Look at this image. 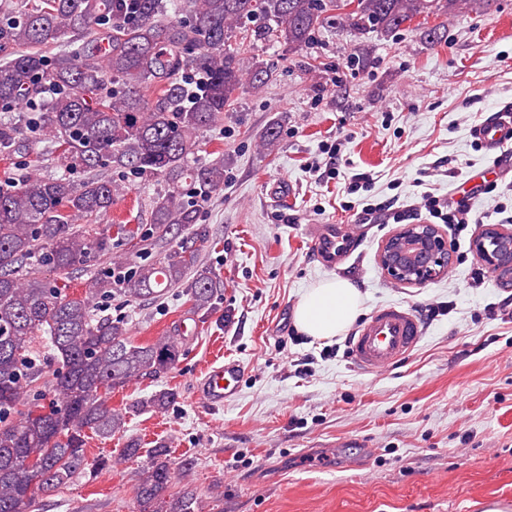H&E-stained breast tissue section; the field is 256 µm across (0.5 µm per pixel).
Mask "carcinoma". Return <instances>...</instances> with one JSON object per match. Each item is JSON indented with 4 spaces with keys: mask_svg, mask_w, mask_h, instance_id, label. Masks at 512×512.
Segmentation results:
<instances>
[{
    "mask_svg": "<svg viewBox=\"0 0 512 512\" xmlns=\"http://www.w3.org/2000/svg\"><path fill=\"white\" fill-rule=\"evenodd\" d=\"M491 0H183L185 20L167 15L165 0H39L19 19L0 23V105L41 92L28 129L47 134L71 167L89 176L34 172L0 188V512H30L40 492L58 489L85 462L86 432L107 439L125 432L112 393L155 378L179 361L182 343L169 334L149 343L130 338L128 322L97 313L95 300L129 303L185 287L191 311L207 322L224 295L223 278L202 266L195 227L199 204L224 190V156L194 161L197 133L224 121L240 90L261 87L264 61L250 52L246 24L294 53L336 19V27L388 36L416 25L432 41L442 24ZM55 50L51 57L46 52ZM202 74L199 89L185 82ZM23 129L0 115V150ZM112 165L161 177L168 192L153 204L152 224L133 243L128 224L94 223L112 209L119 187L100 174ZM192 236L178 239L183 231ZM123 261L92 276L84 294L52 277L85 264L91 254ZM47 337L57 368L35 349ZM33 402H24V392ZM175 398L162 389L134 405L160 412ZM168 449L150 451L138 471L135 512H196L190 493L166 498L173 480Z\"/></svg>",
    "mask_w": 512,
    "mask_h": 512,
    "instance_id": "carcinoma-1",
    "label": "carcinoma"
}]
</instances>
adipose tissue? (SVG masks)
Masks as SVG:
<instances>
[{
    "instance_id": "ef3b65f1",
    "label": "adipose tissue",
    "mask_w": 512,
    "mask_h": 512,
    "mask_svg": "<svg viewBox=\"0 0 512 512\" xmlns=\"http://www.w3.org/2000/svg\"><path fill=\"white\" fill-rule=\"evenodd\" d=\"M360 293L345 279L330 278L309 289L294 311L296 328L316 340L342 333L357 317Z\"/></svg>"
}]
</instances>
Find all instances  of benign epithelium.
<instances>
[{
  "label": "benign epithelium",
  "instance_id": "obj_1",
  "mask_svg": "<svg viewBox=\"0 0 512 512\" xmlns=\"http://www.w3.org/2000/svg\"><path fill=\"white\" fill-rule=\"evenodd\" d=\"M473 245L490 269L512 274V232L487 226L480 229ZM452 260L447 238L435 224L403 225L385 240L379 254L385 276L406 285L434 279Z\"/></svg>",
  "mask_w": 512,
  "mask_h": 512
}]
</instances>
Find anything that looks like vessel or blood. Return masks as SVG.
Here are the masks:
<instances>
[{
  "instance_id": "1",
  "label": "vessel or blood",
  "mask_w": 512,
  "mask_h": 512,
  "mask_svg": "<svg viewBox=\"0 0 512 512\" xmlns=\"http://www.w3.org/2000/svg\"><path fill=\"white\" fill-rule=\"evenodd\" d=\"M487 153L500 158L512 144V113L502 111L474 130ZM314 253L323 265L336 267L353 251L354 230L346 224H319L310 233ZM424 334V326L411 306L387 303L377 306L347 341L355 368L374 373L405 359ZM244 368L233 359L211 366L205 373L199 394L209 405L233 399L240 387Z\"/></svg>"
}]
</instances>
